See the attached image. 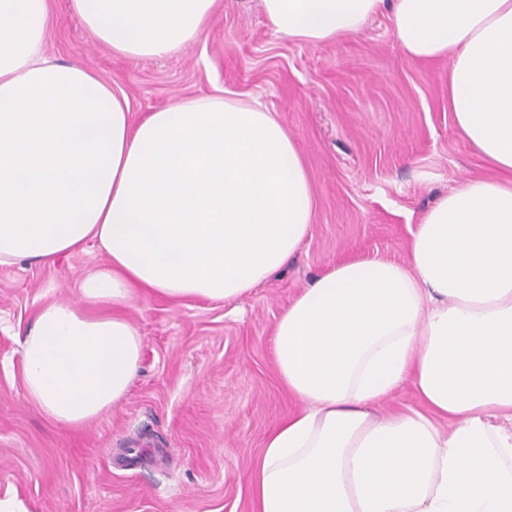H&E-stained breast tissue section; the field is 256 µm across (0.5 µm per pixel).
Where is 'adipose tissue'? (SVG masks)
Instances as JSON below:
<instances>
[{
    "label": "adipose tissue",
    "mask_w": 512,
    "mask_h": 512,
    "mask_svg": "<svg viewBox=\"0 0 512 512\" xmlns=\"http://www.w3.org/2000/svg\"><path fill=\"white\" fill-rule=\"evenodd\" d=\"M261 5L311 46L389 7L409 57L448 59L456 130L497 175L442 196L411 229L407 263H337L281 314L275 361L303 408L268 437L256 512H512V0ZM216 6L70 0L133 59L197 42ZM49 22V0H0V265L90 244L108 259L80 303L42 306L21 342L28 402L76 427L129 390L143 338L124 311L138 294L236 301L298 252L315 206L272 112L214 96L133 119L125 94L47 55ZM407 382L424 410L377 413Z\"/></svg>",
    "instance_id": "adipose-tissue-1"
}]
</instances>
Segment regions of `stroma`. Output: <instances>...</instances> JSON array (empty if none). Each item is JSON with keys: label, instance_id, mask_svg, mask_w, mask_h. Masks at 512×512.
Instances as JSON below:
<instances>
[{"label": "stroma", "instance_id": "obj_1", "mask_svg": "<svg viewBox=\"0 0 512 512\" xmlns=\"http://www.w3.org/2000/svg\"><path fill=\"white\" fill-rule=\"evenodd\" d=\"M222 2L197 43L131 60L99 44L69 0H51L46 51L121 89L137 118L179 99L260 103L304 157L311 234L237 303L138 297L127 315L144 338L139 371L124 398L78 427L49 421L26 400L20 340L38 308L78 300L80 278L107 258L91 248L51 265L0 266V501L19 512H255L266 438L302 408L275 366L278 317L338 262L405 260L429 208L494 174L456 133L448 61L407 56L388 11L357 35L310 46L276 34L260 0Z\"/></svg>", "mask_w": 512, "mask_h": 512}]
</instances>
